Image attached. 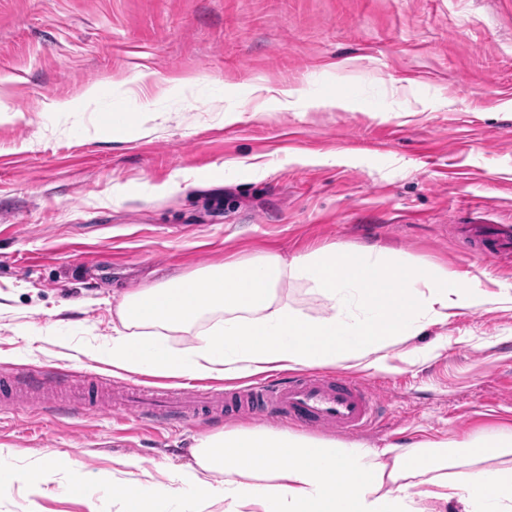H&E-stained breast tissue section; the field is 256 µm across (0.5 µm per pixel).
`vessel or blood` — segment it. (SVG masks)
Listing matches in <instances>:
<instances>
[{
	"mask_svg": "<svg viewBox=\"0 0 512 512\" xmlns=\"http://www.w3.org/2000/svg\"><path fill=\"white\" fill-rule=\"evenodd\" d=\"M472 232L481 240L482 256L492 257L512 249L511 228L495 224L486 232L477 225ZM44 385L43 375L34 374L21 390L15 379L5 376L0 378V397L25 405L29 402L28 391ZM114 399L118 405L135 406L140 417L149 423H168L205 410H223L273 418L309 429L332 426L342 434L357 435L380 418V403L374 394L363 383L340 374L302 373L281 383L259 382L204 395L126 384L115 391Z\"/></svg>",
	"mask_w": 512,
	"mask_h": 512,
	"instance_id": "vessel-or-blood-1",
	"label": "vessel or blood"
}]
</instances>
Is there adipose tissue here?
Masks as SVG:
<instances>
[{
  "label": "adipose tissue",
  "mask_w": 512,
  "mask_h": 512,
  "mask_svg": "<svg viewBox=\"0 0 512 512\" xmlns=\"http://www.w3.org/2000/svg\"><path fill=\"white\" fill-rule=\"evenodd\" d=\"M291 281L314 288L312 316L281 294ZM479 280L414 265L376 246L333 243L284 258L236 259L126 294L116 307L113 367L177 378L227 379L345 364L386 372L387 347L483 301ZM218 321L201 326L203 316ZM194 330L187 349L167 333ZM192 463L168 484L121 485L120 512H160L190 490L224 512H512V430L489 436L368 448L315 440L285 428H242L201 437Z\"/></svg>",
  "instance_id": "ef3b65f1"
}]
</instances>
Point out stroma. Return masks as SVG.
Wrapping results in <instances>:
<instances>
[{
  "instance_id": "35a3bbf8",
  "label": "stroma",
  "mask_w": 512,
  "mask_h": 512,
  "mask_svg": "<svg viewBox=\"0 0 512 512\" xmlns=\"http://www.w3.org/2000/svg\"><path fill=\"white\" fill-rule=\"evenodd\" d=\"M0 104V376L180 387L112 366L124 294L377 245L495 299L390 346V372L346 369L384 407L358 443L512 430V254L465 235L512 225V0H0ZM277 425L0 403V512H118L99 473L162 483L196 438ZM61 454L49 493L16 480Z\"/></svg>"
}]
</instances>
